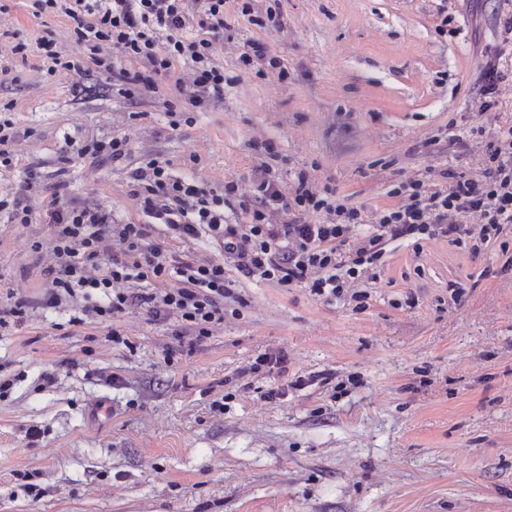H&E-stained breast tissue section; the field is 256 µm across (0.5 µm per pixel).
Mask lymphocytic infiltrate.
Returning a JSON list of instances; mask_svg holds the SVG:
<instances>
[{"label":"lymphocytic infiltrate","mask_w":512,"mask_h":512,"mask_svg":"<svg viewBox=\"0 0 512 512\" xmlns=\"http://www.w3.org/2000/svg\"><path fill=\"white\" fill-rule=\"evenodd\" d=\"M227 0H36L38 14L59 13L70 19L71 38L81 51L65 58L53 40L42 41L52 70L81 71L84 61L98 62L103 45L134 62L122 69V84L152 88L155 76L170 73L175 63L189 64V81H177L180 101L204 108L224 94V70L215 64L214 46L205 29L224 26ZM130 193L144 219L116 224L97 206L52 202L47 211L54 261L44 275L50 286L46 304L83 299L87 323L107 324L137 307L153 322L177 320L178 338L200 342L224 319V300L231 294L224 276L225 260H234L249 278L259 277L288 287L308 285L325 300L341 297L362 279L375 278L389 246L448 238L481 253L512 224V128L491 144L480 178L453 175L446 189L428 190L411 180L391 189L398 203L377 212L375 233L345 250L353 227L363 223L360 208L346 205L334 190H312L299 173L289 191L277 175L262 170L252 195L239 194L236 182L223 191L207 188L194 177L173 175L152 161L130 169ZM237 203L243 223L224 221V208ZM291 211L284 224L274 213ZM320 223L307 222V215ZM181 241L208 237L223 244L219 259L166 250L154 242L157 226ZM118 250H111V243Z\"/></svg>","instance_id":"f902f5d3"}]
</instances>
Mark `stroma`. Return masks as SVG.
Masks as SVG:
<instances>
[{
  "mask_svg": "<svg viewBox=\"0 0 512 512\" xmlns=\"http://www.w3.org/2000/svg\"><path fill=\"white\" fill-rule=\"evenodd\" d=\"M33 3L0 0V108L18 132L0 196L25 192L35 209L28 224L0 218V274L31 303L0 330V512H512V226L477 255L444 238L392 244L358 285L362 309L225 263L224 320L191 348L138 308L115 316L112 343L75 324L79 304L46 306L41 274L52 199L139 223L127 173L151 161L244 195L262 167L287 187L306 172L363 209L352 247L396 205L394 185L480 177L512 126V77L481 109L486 61L512 73V0H250L246 15L228 0L208 34L224 95L188 116L165 107L181 62L131 94L92 63L48 72L42 40L77 47L68 18L34 17ZM446 18L454 36L438 32ZM253 39L287 78L240 65ZM115 135L123 163L73 150ZM264 353L283 367L251 372ZM99 401L111 413L94 423Z\"/></svg>",
  "mask_w": 512,
  "mask_h": 512,
  "instance_id": "stroma-1",
  "label": "stroma"
}]
</instances>
